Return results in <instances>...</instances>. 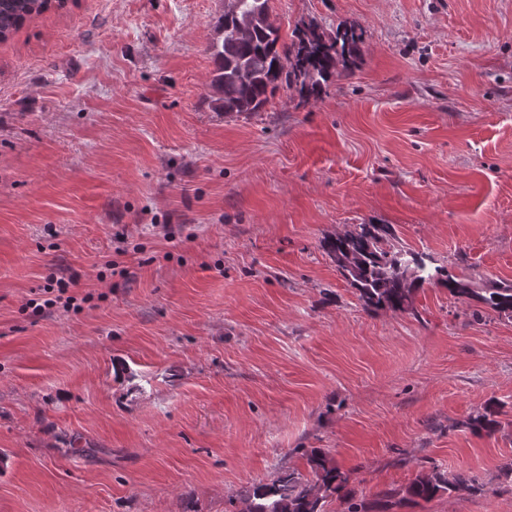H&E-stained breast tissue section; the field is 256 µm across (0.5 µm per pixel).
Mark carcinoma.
<instances>
[{
    "mask_svg": "<svg viewBox=\"0 0 512 512\" xmlns=\"http://www.w3.org/2000/svg\"><path fill=\"white\" fill-rule=\"evenodd\" d=\"M52 0H0V41H6L26 20L51 7ZM237 12L215 22L223 37L210 43L216 63L210 86L225 113L261 111L281 89H295L302 101L318 100L332 79L351 69L362 52L363 36L352 27L326 33L317 24L296 27L291 43L281 41L279 28L269 21L270 0H238ZM388 224H361L354 232L327 241L337 270L357 290L367 310L405 311L415 288L441 274L430 270L417 253L387 248ZM448 292L499 313L512 316V285L489 282L473 288L464 279L446 276ZM314 479L295 471L271 482H258L241 499L239 512H326V504L345 496L348 473L326 454L307 455ZM475 479L462 473L434 470L420 473L406 493L429 500L440 492H469Z\"/></svg>",
    "mask_w": 512,
    "mask_h": 512,
    "instance_id": "cac0c4a2",
    "label": "carcinoma"
}]
</instances>
